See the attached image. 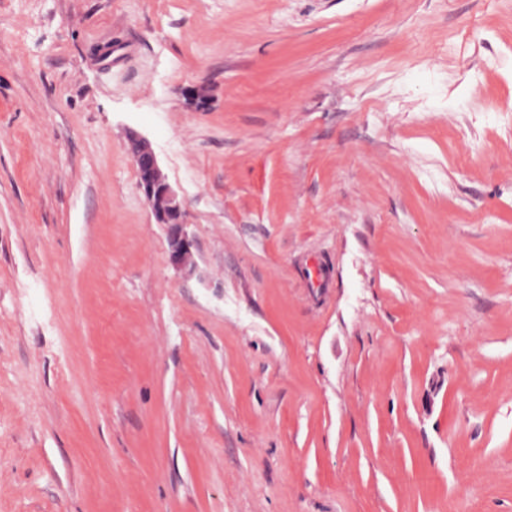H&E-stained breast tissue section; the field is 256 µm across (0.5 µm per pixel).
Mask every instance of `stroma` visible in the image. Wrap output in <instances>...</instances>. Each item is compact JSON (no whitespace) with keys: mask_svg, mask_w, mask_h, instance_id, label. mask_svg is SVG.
Here are the masks:
<instances>
[{"mask_svg":"<svg viewBox=\"0 0 512 512\" xmlns=\"http://www.w3.org/2000/svg\"><path fill=\"white\" fill-rule=\"evenodd\" d=\"M0 512H512V0H0ZM129 144L138 188L150 206L155 223L168 228L172 263L179 268L194 267L195 241L187 231L183 199L168 182L147 139L132 130Z\"/></svg>","mask_w":512,"mask_h":512,"instance_id":"obj_1","label":"stroma"}]
</instances>
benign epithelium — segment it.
Segmentation results:
<instances>
[{"mask_svg": "<svg viewBox=\"0 0 512 512\" xmlns=\"http://www.w3.org/2000/svg\"><path fill=\"white\" fill-rule=\"evenodd\" d=\"M129 144L138 188L150 206L155 223L168 228L172 263L179 268L194 267L195 241L187 231L183 199L168 182L147 139L132 131Z\"/></svg>", "mask_w": 512, "mask_h": 512, "instance_id": "7a95c632", "label": "benign epithelium"}]
</instances>
